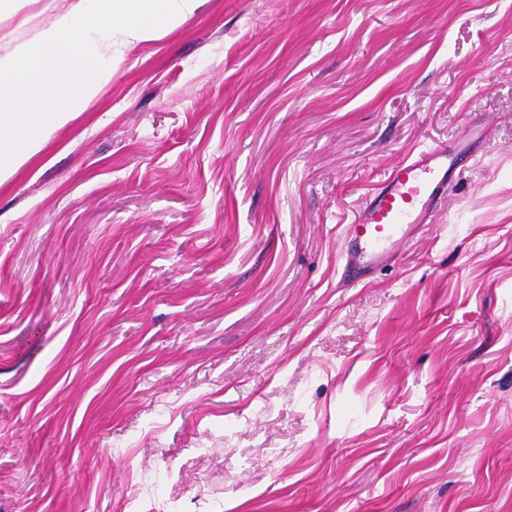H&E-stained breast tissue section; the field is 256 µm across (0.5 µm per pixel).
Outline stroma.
Instances as JSON below:
<instances>
[{
  "label": "stroma",
  "instance_id": "stroma-1",
  "mask_svg": "<svg viewBox=\"0 0 512 512\" xmlns=\"http://www.w3.org/2000/svg\"><path fill=\"white\" fill-rule=\"evenodd\" d=\"M77 0H0V55ZM472 148L373 272L349 224ZM512 512V0H205L0 183V512Z\"/></svg>",
  "mask_w": 512,
  "mask_h": 512
}]
</instances>
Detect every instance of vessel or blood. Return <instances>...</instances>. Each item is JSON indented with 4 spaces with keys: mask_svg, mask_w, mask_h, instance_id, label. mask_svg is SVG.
<instances>
[{
    "mask_svg": "<svg viewBox=\"0 0 512 512\" xmlns=\"http://www.w3.org/2000/svg\"><path fill=\"white\" fill-rule=\"evenodd\" d=\"M459 164L447 147L435 146L399 163L367 198L350 231L356 249L345 266L356 277L387 261L427 223Z\"/></svg>",
    "mask_w": 512,
    "mask_h": 512,
    "instance_id": "b4317fda",
    "label": "vessel or blood"
}]
</instances>
